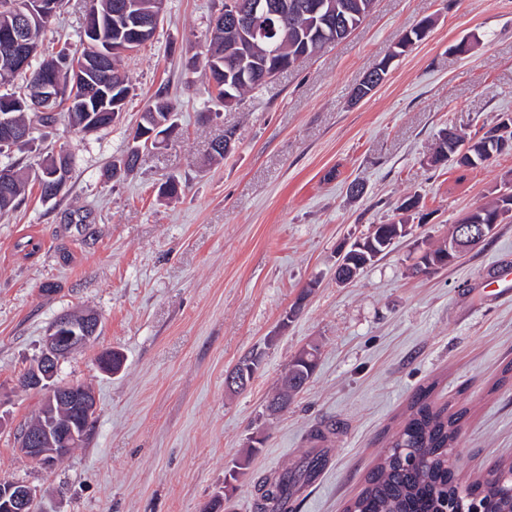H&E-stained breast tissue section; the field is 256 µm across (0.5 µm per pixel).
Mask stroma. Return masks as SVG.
<instances>
[{"label": "stroma", "mask_w": 512, "mask_h": 512, "mask_svg": "<svg viewBox=\"0 0 512 512\" xmlns=\"http://www.w3.org/2000/svg\"><path fill=\"white\" fill-rule=\"evenodd\" d=\"M87 0H68L45 30L43 54L75 51ZM224 0H167L154 39L125 57L131 93L111 128L83 135L57 119L11 160L37 169L59 147L75 166L65 190L38 185L0 214V481L28 485L38 512H202L229 490L225 512H253L255 485L316 446L327 464L298 487L293 512H344L420 388L466 409L456 475L472 483L512 461V218L448 266L411 274L420 250L512 184V151L463 168L429 160L443 130L479 136L512 116V0H376L346 38L277 74L227 107L193 69ZM421 40L397 52L421 23ZM386 79L354 99L365 74ZM167 92L178 119L133 173L106 172L148 100ZM236 140L224 158L212 143ZM177 195L159 194L167 179ZM364 187L348 193L350 182ZM419 207L408 235L351 283L334 270L372 225ZM90 311L96 338L57 380L90 387L97 417L84 442L52 467L22 457L17 430L39 391L21 375L62 314ZM317 346L311 382L288 411L267 402L288 362ZM123 356L118 373L97 363ZM259 354L250 386L225 377ZM263 444L243 462L253 434Z\"/></svg>", "instance_id": "35a3bbf8"}]
</instances>
